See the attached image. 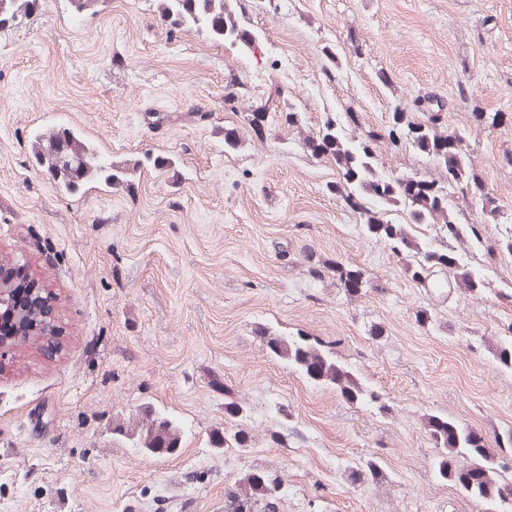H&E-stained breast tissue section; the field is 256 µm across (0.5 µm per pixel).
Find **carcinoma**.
Instances as JSON below:
<instances>
[{
  "label": "carcinoma",
  "instance_id": "obj_1",
  "mask_svg": "<svg viewBox=\"0 0 512 512\" xmlns=\"http://www.w3.org/2000/svg\"><path fill=\"white\" fill-rule=\"evenodd\" d=\"M229 0H163L161 15L173 28L185 24L207 29L223 42L251 48L253 34L242 28L228 6ZM37 0H0V24L19 13H29ZM442 106L430 112L426 121L417 123L396 111L387 129L388 140L401 141L426 155L437 167L439 176L382 175L375 167L374 141L378 133L349 139L331 119L326 120L317 135L309 137L304 147L314 157H330L336 164L339 181L333 187L341 200L360 214L366 232L385 242L396 256L406 261L413 281L433 292L461 288L470 293L486 289V279L472 266L462 262L454 242L466 239L481 241L488 224L496 223L500 208L493 193L473 168L469 157V141L462 131L442 129ZM33 155L38 164L56 179L67 192L90 181L104 178L112 183L122 181L125 168L114 171L112 161L100 155L91 141L78 132L63 128L35 136ZM475 212V218L463 224L457 220L450 204L454 191ZM400 204L408 212L405 224H392L382 212ZM429 224L435 228L439 245H423L412 234L413 226ZM448 273L445 283L434 279V273ZM336 282L349 294L365 286L359 268L340 263L333 266ZM267 346L277 358L298 370L310 380L332 386L341 397L367 401L386 409L382 395L365 388L360 378L348 367L321 349L319 341L303 335L274 336ZM492 356L502 367L512 369V336L493 345ZM146 423L139 434L140 447L149 452L170 453L181 447L183 427L151 409L146 410ZM425 429L441 453L435 463L438 476L452 483L466 496L487 503L512 504V458L504 462L487 446L476 430L446 416L431 415ZM280 482L268 474L249 473L240 479L239 490L226 493V512H277Z\"/></svg>",
  "mask_w": 512,
  "mask_h": 512
}]
</instances>
